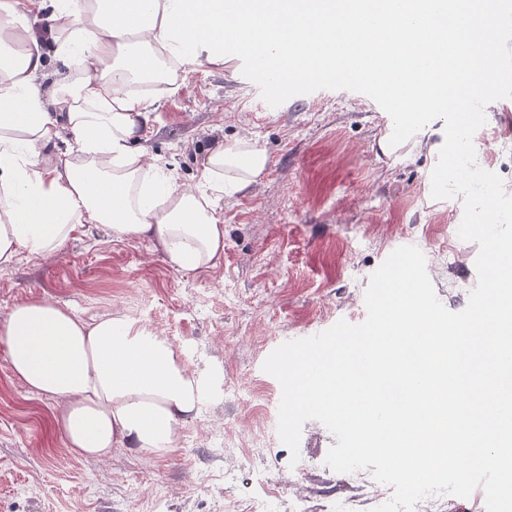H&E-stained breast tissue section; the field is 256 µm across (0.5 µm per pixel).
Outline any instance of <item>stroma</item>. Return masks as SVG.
Returning <instances> with one entry per match:
<instances>
[{
  "instance_id": "35a3bbf8",
  "label": "stroma",
  "mask_w": 512,
  "mask_h": 512,
  "mask_svg": "<svg viewBox=\"0 0 512 512\" xmlns=\"http://www.w3.org/2000/svg\"><path fill=\"white\" fill-rule=\"evenodd\" d=\"M478 104L476 161L512 194V114L495 96ZM394 117L353 81L318 80L306 96L280 97L241 62L194 65L163 88L141 145L183 185L197 186L223 141L249 140L269 157L249 191L219 203L222 262L180 270L148 241L81 228L52 255L24 253L0 269V325L31 298L85 318L141 308L178 354L196 350L187 364L201 382L200 413L170 456L77 457L52 401L13 375L0 345V512H294L298 496L306 512L381 506L370 471L326 465L337 440L320 422L303 424L298 453L281 442L282 389L263 363L286 337L362 323L372 274L404 245L424 254L447 309L466 306L479 246L458 236L463 202L433 198L437 154L381 152ZM228 436L239 445L232 456Z\"/></svg>"
}]
</instances>
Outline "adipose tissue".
Masks as SVG:
<instances>
[{"mask_svg": "<svg viewBox=\"0 0 512 512\" xmlns=\"http://www.w3.org/2000/svg\"><path fill=\"white\" fill-rule=\"evenodd\" d=\"M0 0V267L21 253L47 256L81 227L151 242L183 269L212 267L224 255V224L215 199L245 191L268 164L264 150L235 139L213 148L201 171L203 192L162 171L163 189L142 182L160 169L133 151L150 121L152 98L134 92L147 81L174 83L181 68L205 57L220 67L241 46L280 51L303 29L311 50L302 78L323 75L322 60L352 40L337 17L384 16L367 47L362 73L396 67L388 80L401 104L402 135L386 133L392 154L427 147L422 123L407 112L426 107L425 81L474 98L463 81L456 28L445 13L485 24L481 0ZM235 30L225 34L226 23ZM64 60V71L50 70ZM0 343L12 373L55 403L67 448L94 461L120 448L163 458L199 415L202 391L166 337L124 317L85 319L33 298L16 305Z\"/></svg>", "mask_w": 512, "mask_h": 512, "instance_id": "1", "label": "adipose tissue"}]
</instances>
